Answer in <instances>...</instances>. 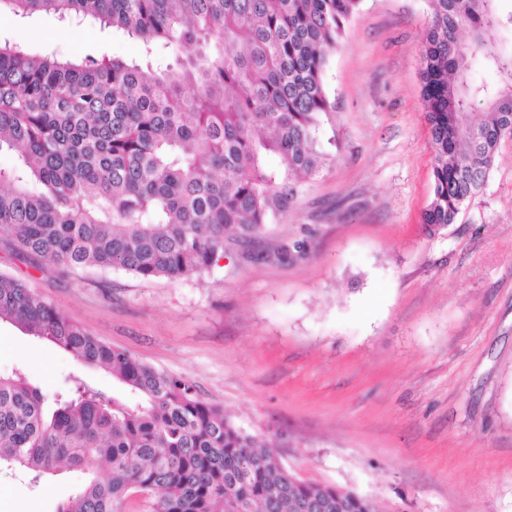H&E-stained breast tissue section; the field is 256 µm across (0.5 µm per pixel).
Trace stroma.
<instances>
[{
    "instance_id": "stroma-1",
    "label": "stroma",
    "mask_w": 512,
    "mask_h": 512,
    "mask_svg": "<svg viewBox=\"0 0 512 512\" xmlns=\"http://www.w3.org/2000/svg\"><path fill=\"white\" fill-rule=\"evenodd\" d=\"M426 0H362L324 73L320 138L335 161L300 181L261 241L208 273L144 281L16 255L0 271L104 343L192 381L297 478L380 512H512V140L457 223L427 235L433 193L419 50ZM31 53L141 55L138 41L55 15L0 14ZM302 242L303 258L282 246ZM262 260H255V252ZM46 393L69 374L113 392L103 368L0 323V374ZM70 468L31 488L0 471V512H54L83 487Z\"/></svg>"
}]
</instances>
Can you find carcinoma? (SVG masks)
Instances as JSON below:
<instances>
[{
	"label": "carcinoma",
	"instance_id": "cac0c4a2",
	"mask_svg": "<svg viewBox=\"0 0 512 512\" xmlns=\"http://www.w3.org/2000/svg\"><path fill=\"white\" fill-rule=\"evenodd\" d=\"M500 0H429L420 77L433 151L423 225L457 222L512 139V30ZM361 0H0L31 18L111 27L138 40L141 60L34 55L0 43V229L16 254L66 269L119 267L143 280L202 275L239 242L288 212L300 179L331 154L319 141L332 109L328 56ZM468 35L464 43L459 33ZM500 83L475 78L477 62ZM488 111L465 133L470 103ZM8 321L134 394L109 396L75 377L49 396L0 375V469L29 484L64 463L90 475L55 512H119L136 492L147 512H376L353 492L305 482L202 400L187 379L114 349L40 293L0 274ZM103 460L108 474H95Z\"/></svg>",
	"mask_w": 512,
	"mask_h": 512
}]
</instances>
